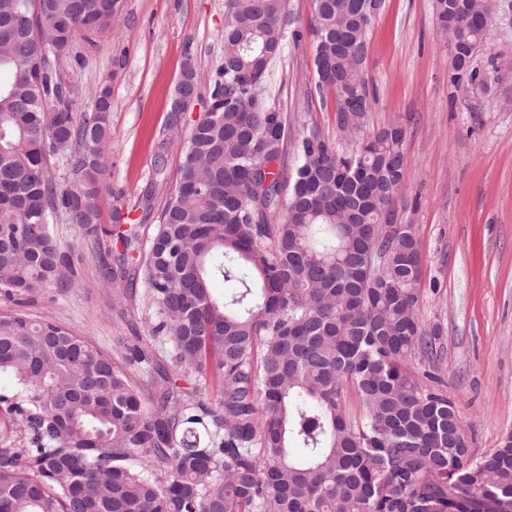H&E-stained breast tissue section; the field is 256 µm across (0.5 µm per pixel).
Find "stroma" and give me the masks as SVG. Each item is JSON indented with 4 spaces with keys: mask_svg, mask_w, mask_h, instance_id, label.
<instances>
[{
    "mask_svg": "<svg viewBox=\"0 0 512 512\" xmlns=\"http://www.w3.org/2000/svg\"><path fill=\"white\" fill-rule=\"evenodd\" d=\"M312 12L313 0H286L284 47L266 84V103L285 124V168L293 170L295 147L310 133L351 150L384 128H402L394 221L413 225L420 242L421 315L442 330L439 375L472 453H491L512 432V0H498L471 64L480 75L474 83L453 80L433 0H386L369 31L370 110L352 133L340 128L334 94L316 88ZM223 58L224 0H123L112 29L79 39L57 71L75 118L91 113L98 84L112 87L101 223H111L117 206L140 217L146 198L161 212L171 186L153 178L157 156L176 169L208 105L203 98L171 117L183 64L193 61L206 91ZM50 229L78 256V275L68 288L47 284L22 312L105 352L113 337L144 330L142 306L113 300L96 246L66 216Z\"/></svg>",
    "mask_w": 512,
    "mask_h": 512,
    "instance_id": "1",
    "label": "stroma"
}]
</instances>
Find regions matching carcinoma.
I'll use <instances>...</instances> for the list:
<instances>
[{
	"label": "carcinoma",
	"mask_w": 512,
	"mask_h": 512,
	"mask_svg": "<svg viewBox=\"0 0 512 512\" xmlns=\"http://www.w3.org/2000/svg\"><path fill=\"white\" fill-rule=\"evenodd\" d=\"M285 0H224V63L183 146L149 247L100 224L112 100L78 121L55 73L77 36L112 28L121 0H0V297L77 276L50 213L110 247L117 297L143 274L146 333L107 354L51 321L0 316V512H512V433L470 453L420 314L414 225L393 223L403 132L350 153L313 134L283 180L286 137L263 101ZM372 0H313L318 89L340 124L364 117ZM436 24L471 62L485 28ZM70 179L47 175L52 157ZM235 282L222 300L215 278ZM428 366L420 382L410 373ZM191 382L186 387L179 381ZM214 386L218 398L206 391ZM355 390L360 413L345 410Z\"/></svg>",
	"instance_id": "1"
}]
</instances>
